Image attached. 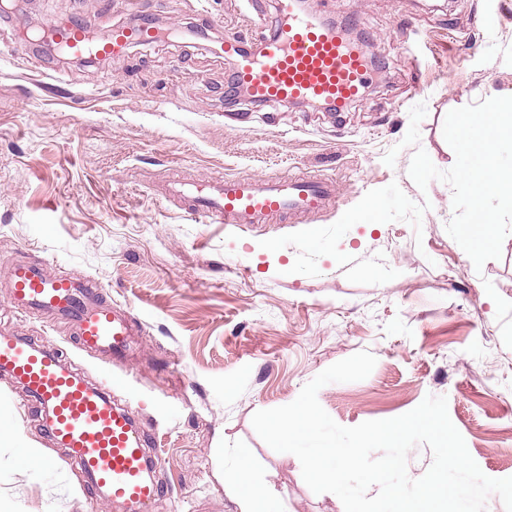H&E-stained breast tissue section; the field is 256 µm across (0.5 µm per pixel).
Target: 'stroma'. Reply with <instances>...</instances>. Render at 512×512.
Segmentation results:
<instances>
[{
  "instance_id": "stroma-1",
  "label": "stroma",
  "mask_w": 512,
  "mask_h": 512,
  "mask_svg": "<svg viewBox=\"0 0 512 512\" xmlns=\"http://www.w3.org/2000/svg\"><path fill=\"white\" fill-rule=\"evenodd\" d=\"M314 6L355 20L381 65L335 113L232 100L219 42L271 35L273 0H34L29 20L101 28L149 11L162 39L93 67L35 45L18 54L20 29L0 21V326L61 349L138 413L163 488L152 512H239L241 448L280 512H344L252 417L364 350L376 358L366 379L318 392L335 422L390 419L443 395L481 471L512 477V234L475 268L445 230L451 188L409 175L419 148L453 166L450 110L512 96V0ZM221 174L320 175L337 195L298 224L235 227L165 193L173 177ZM17 263L91 279L121 307L135 335L118 367L76 349L64 324L12 308L1 284ZM0 424V512H108L1 375Z\"/></svg>"
}]
</instances>
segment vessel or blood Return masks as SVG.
<instances>
[{
	"mask_svg": "<svg viewBox=\"0 0 512 512\" xmlns=\"http://www.w3.org/2000/svg\"><path fill=\"white\" fill-rule=\"evenodd\" d=\"M281 20L274 37L246 47L236 34L224 37L222 54L238 83L253 101H285L345 107L360 99L371 62L297 0H275ZM154 34L135 13L105 41L89 44L80 21L66 29L64 41L78 54L94 51L116 56ZM173 193L193 199L198 211L221 224H264L288 215L300 219L323 212L336 193L332 180L214 176L202 184L178 183ZM7 286L13 308L48 314L72 326L80 350L123 359L134 331L120 309L103 301L88 281L47 276L42 267L12 266ZM0 373L25 389L41 409L43 425L65 448L85 484L117 512H149L161 492L151 473L157 465L144 445L132 409L113 405L110 397L85 382L62 362L58 349L13 334L0 335Z\"/></svg>",
	"mask_w": 512,
	"mask_h": 512,
	"instance_id": "vessel-or-blood-1",
	"label": "vessel or blood"
}]
</instances>
